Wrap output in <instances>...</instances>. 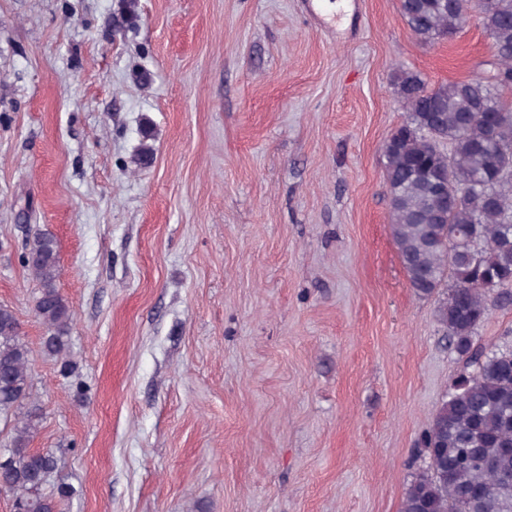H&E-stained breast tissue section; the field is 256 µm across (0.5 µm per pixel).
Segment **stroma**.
I'll return each mask as SVG.
<instances>
[{
    "label": "stroma",
    "instance_id": "stroma-1",
    "mask_svg": "<svg viewBox=\"0 0 512 512\" xmlns=\"http://www.w3.org/2000/svg\"><path fill=\"white\" fill-rule=\"evenodd\" d=\"M337 1L138 0L124 28V0H0V304L62 512H400L461 364L391 236L392 75L478 78L492 48L473 17L425 44L399 0ZM36 228L68 378L21 263ZM21 262L39 283L35 312L45 328L43 349L47 355L61 356L65 351L74 312L56 286L59 257L54 236L47 231L28 235L21 254Z\"/></svg>",
    "mask_w": 512,
    "mask_h": 512
}]
</instances>
